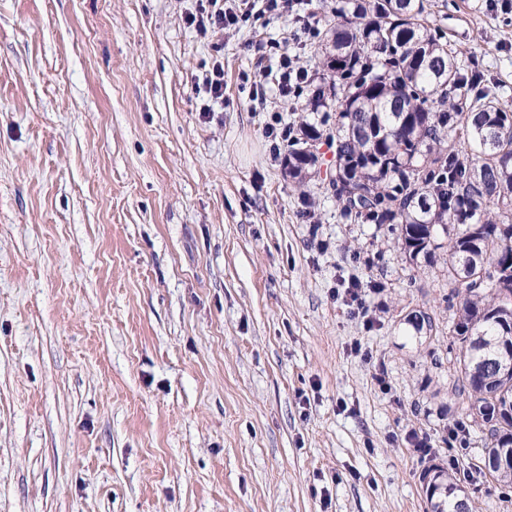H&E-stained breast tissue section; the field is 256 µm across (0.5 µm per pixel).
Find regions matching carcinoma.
I'll return each instance as SVG.
<instances>
[{"mask_svg":"<svg viewBox=\"0 0 512 512\" xmlns=\"http://www.w3.org/2000/svg\"><path fill=\"white\" fill-rule=\"evenodd\" d=\"M425 0H336L318 25L317 68L302 97L315 114L284 168L318 176L326 139L329 185L349 224H391L411 261L443 251L450 332L459 344L454 393L486 432L482 462L512 485V107L429 27ZM432 512H469L454 473H423Z\"/></svg>","mask_w":512,"mask_h":512,"instance_id":"carcinoma-1","label":"carcinoma"}]
</instances>
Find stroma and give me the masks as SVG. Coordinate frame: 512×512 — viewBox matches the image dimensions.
Wrapping results in <instances>:
<instances>
[{
	"label": "stroma",
	"mask_w": 512,
	"mask_h": 512,
	"mask_svg": "<svg viewBox=\"0 0 512 512\" xmlns=\"http://www.w3.org/2000/svg\"><path fill=\"white\" fill-rule=\"evenodd\" d=\"M198 7L0 0V512H430L432 465L512 512L452 391L438 264L271 158L270 112L309 115L272 89L254 110L250 82L314 42L285 18L217 40ZM427 8L512 103L503 11ZM196 92L200 95L202 92L207 97V104H204L202 109L206 112L213 111V104H224V67L222 64L217 63L213 66L209 74L202 77V81L198 78L195 86Z\"/></svg>",
	"instance_id": "obj_1"
}]
</instances>
